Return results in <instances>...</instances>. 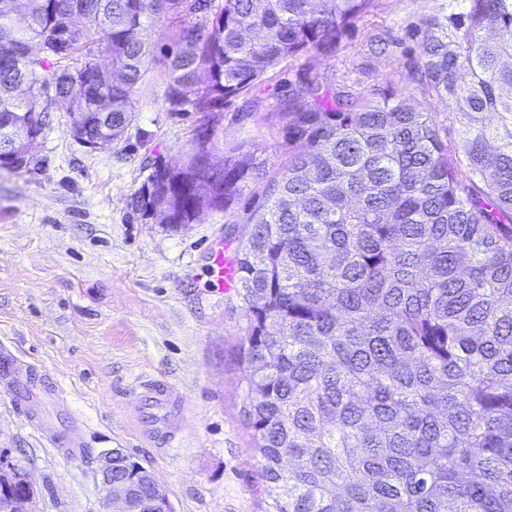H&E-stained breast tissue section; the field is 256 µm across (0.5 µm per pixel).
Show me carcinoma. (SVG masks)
<instances>
[{
    "mask_svg": "<svg viewBox=\"0 0 512 512\" xmlns=\"http://www.w3.org/2000/svg\"><path fill=\"white\" fill-rule=\"evenodd\" d=\"M15 2L0 0V162L15 172L37 156L16 128L53 108L121 140L147 28L176 21L167 101L211 135L194 128L134 205L184 226L262 175L243 144L215 156L224 99L376 0H29L24 27ZM424 27L411 79L430 111L306 86L291 103L301 145L238 260L244 416L272 512H512V0H443ZM136 464L115 450L112 480L133 482Z\"/></svg>",
    "mask_w": 512,
    "mask_h": 512,
    "instance_id": "obj_1",
    "label": "carcinoma"
}]
</instances>
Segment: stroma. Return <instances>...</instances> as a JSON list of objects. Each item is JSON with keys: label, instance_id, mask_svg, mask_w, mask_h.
Here are the masks:
<instances>
[{"label": "stroma", "instance_id": "stroma-1", "mask_svg": "<svg viewBox=\"0 0 512 512\" xmlns=\"http://www.w3.org/2000/svg\"><path fill=\"white\" fill-rule=\"evenodd\" d=\"M441 0H378L328 43L279 62L251 90L226 98L225 148L246 142L265 166L221 212L182 229L141 218L133 201L153 163H179L204 117L167 102L165 55L174 25L149 29L154 59L137 85L124 138L92 151L54 113L35 173L0 170V344L22 376L58 389L77 419V454L33 428L0 392V450L28 466L36 512H111L94 475L100 450L119 448L151 471L175 512H269L255 439L244 416L247 319L237 288L215 287L211 248L238 259L267 188L298 139L288 113L305 83L352 100L395 91L430 100L410 77L423 21ZM180 398L168 447L142 434L145 381Z\"/></svg>", "mask_w": 512, "mask_h": 512}]
</instances>
